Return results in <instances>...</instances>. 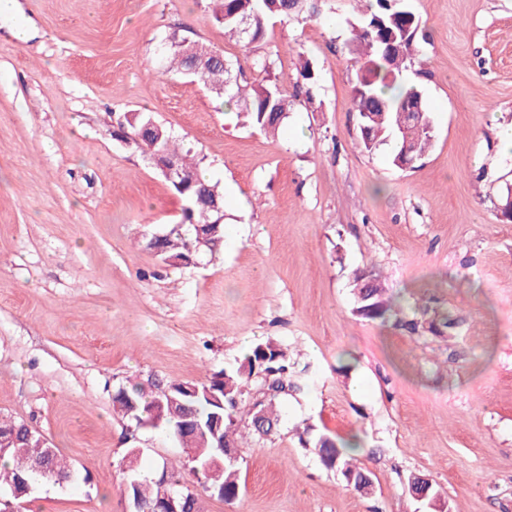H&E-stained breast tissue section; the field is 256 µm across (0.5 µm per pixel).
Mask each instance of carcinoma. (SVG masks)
Masks as SVG:
<instances>
[{"instance_id": "carcinoma-1", "label": "carcinoma", "mask_w": 512, "mask_h": 512, "mask_svg": "<svg viewBox=\"0 0 512 512\" xmlns=\"http://www.w3.org/2000/svg\"><path fill=\"white\" fill-rule=\"evenodd\" d=\"M212 3L215 23L246 44L263 39L267 24L274 17H309L317 11L312 0H212ZM357 27L346 47L355 68L353 105L356 112L367 113L359 118V124L363 125L359 129V146L371 152L388 145L393 165L413 169L433 141V124L420 89L405 76L414 67L413 44L420 29L419 20L404 0H376V7L368 9ZM162 51L171 68L187 73L188 59L175 35L163 40ZM241 76V65L225 57L221 62L210 63L194 78L224 98V104L235 110L237 117L269 137L277 136L300 97L310 98L308 88L303 90L298 86L290 95L271 80L243 84L239 80ZM412 107L423 112L417 124L409 122V116L405 115ZM162 132L155 150L179 160L187 183L173 190L188 209L180 222L144 234L141 244L155 251L167 265L175 260L187 266L196 252L197 223L205 221V216L210 214L209 200H223V191L220 183L202 176V160L193 159L192 147H184L167 128H162ZM354 282L356 313L366 319H383L393 312V304L384 299L379 279L357 273ZM166 388L179 403L181 413L159 424L155 423V412L160 407L158 399L162 398L163 387L158 384L150 389L141 383L119 388L112 398L113 408L129 427L137 430L150 426L174 439L180 447L194 449L197 459L182 464L193 486L207 493L215 485L224 490V499L230 500L239 491L238 464L224 461V470L215 478L204 464L216 454L221 442L237 449L264 435H273L280 422L276 410L278 396L303 391L305 382L288 352L267 340L255 344L236 367L215 372L205 381L172 382ZM311 431L309 425L303 428L299 433L301 443L315 451L326 469L338 472L349 486L358 489L364 470L337 446L335 438L325 433L311 438ZM8 434L16 435L27 451L5 454L11 464L0 467V488L8 490L6 497L0 499V512H16L17 506L30 496L29 484L74 480V469L57 453L52 458V476L44 477L32 470L33 457L43 445L41 436L27 424L0 419V436ZM127 481L131 482V497L151 508L160 493L153 479L135 472L128 475Z\"/></svg>"}]
</instances>
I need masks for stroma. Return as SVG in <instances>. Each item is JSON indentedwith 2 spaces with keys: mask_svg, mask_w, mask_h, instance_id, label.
I'll list each match as a JSON object with an SVG mask.
<instances>
[{
  "mask_svg": "<svg viewBox=\"0 0 512 512\" xmlns=\"http://www.w3.org/2000/svg\"><path fill=\"white\" fill-rule=\"evenodd\" d=\"M0 14V416L38 431L77 473L43 483L21 512H131L124 457L155 475L183 448L112 413L128 381H202L271 340L309 367L278 404L281 427L241 449L240 488L203 512H512V0H406L421 25L434 143L417 168L358 145L344 41L354 0L271 20L245 44L209 0H14ZM34 28L28 41L8 31ZM231 59L270 56L313 101L276 139L241 125L190 77L165 73L172 32ZM150 114L191 144L224 188L215 261L163 264L143 233L183 203L113 121ZM379 274L395 312H355L352 273ZM350 446L366 497L299 441L305 425Z\"/></svg>",
  "mask_w": 512,
  "mask_h": 512,
  "instance_id": "obj_1",
  "label": "stroma"
}]
</instances>
